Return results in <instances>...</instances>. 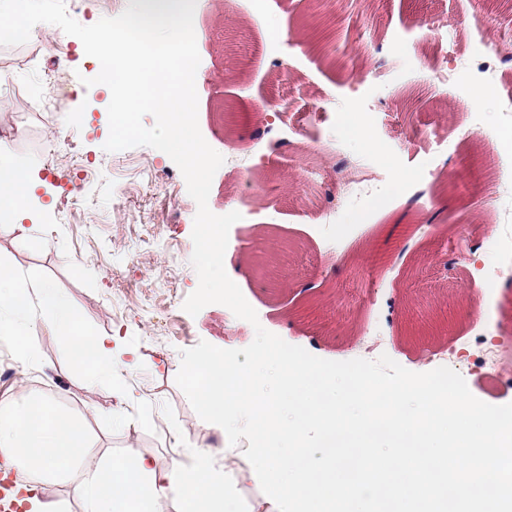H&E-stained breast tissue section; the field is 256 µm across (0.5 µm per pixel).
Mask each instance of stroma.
<instances>
[{
	"label": "stroma",
	"instance_id": "1",
	"mask_svg": "<svg viewBox=\"0 0 512 512\" xmlns=\"http://www.w3.org/2000/svg\"><path fill=\"white\" fill-rule=\"evenodd\" d=\"M196 10L198 125L224 158L208 206L241 215L224 266L256 311L255 326L221 304L184 311L198 286L197 205L164 152L104 150L111 93L83 85L97 70L78 64L79 39L41 23L26 44L0 47V137L35 160L40 182L22 226L0 222V260L31 285L53 284L90 335L111 337L122 369L88 380L85 362L44 327L29 338L33 365L0 336V400L42 393L85 417L101 455L141 454L163 468L199 449L224 465L223 431L199 418L175 382L181 350L200 341L239 349L260 326L316 357L348 361L373 322L391 359L422 373L425 358L452 348L480 309L512 335V277L482 278L498 259L486 246L496 198L440 163L462 157L490 162L494 176L512 173L500 102L481 89L477 70L444 88L425 71L429 60L468 62L476 33L512 14V0H198ZM281 21L287 34L269 35ZM359 43L364 59L384 62L387 83L326 54ZM479 94L483 105L472 107ZM273 99L284 100L287 121L263 117ZM355 109L367 113L381 153L337 121ZM350 160L387 171L362 209L342 192ZM423 188L434 208L403 209Z\"/></svg>",
	"mask_w": 512,
	"mask_h": 512
}]
</instances>
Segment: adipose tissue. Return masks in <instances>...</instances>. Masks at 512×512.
<instances>
[{
    "label": "adipose tissue",
    "mask_w": 512,
    "mask_h": 512,
    "mask_svg": "<svg viewBox=\"0 0 512 512\" xmlns=\"http://www.w3.org/2000/svg\"><path fill=\"white\" fill-rule=\"evenodd\" d=\"M34 166L0 138V218L27 213ZM37 324L75 351L91 348L89 379L114 373L109 339L86 336L51 284L30 293L0 263V335L25 355ZM273 346L257 342L247 367L231 354L183 367L202 413L224 429L225 455L237 453L239 419L264 416L267 434L244 469L215 470L203 450L162 470L144 456L98 461L84 418L37 394L0 402V454L24 468L31 493L81 475L83 512H164L168 502L175 512H252L237 502L245 482L259 489L265 512H512V473L482 472L470 460L476 448L512 447V424L498 420L496 407L451 391L443 416L432 383L379 389L367 375L336 378L285 352L270 359ZM262 377L276 379V389L264 393ZM374 398L390 413H376Z\"/></svg>",
    "instance_id": "obj_1"
}]
</instances>
